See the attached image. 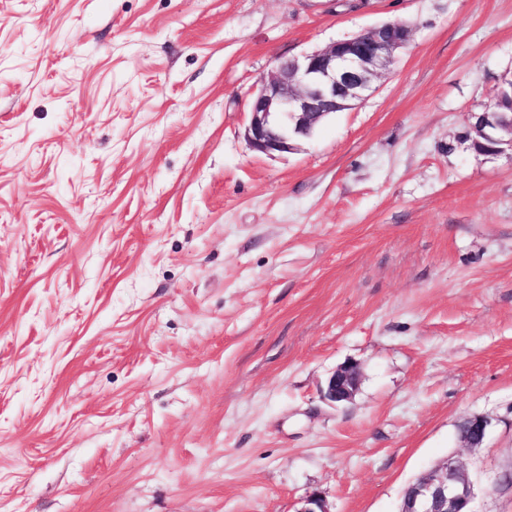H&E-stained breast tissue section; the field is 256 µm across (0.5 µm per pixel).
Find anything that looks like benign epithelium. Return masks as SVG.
<instances>
[{"label": "benign epithelium", "mask_w": 512, "mask_h": 512, "mask_svg": "<svg viewBox=\"0 0 512 512\" xmlns=\"http://www.w3.org/2000/svg\"><path fill=\"white\" fill-rule=\"evenodd\" d=\"M412 36L407 24L386 22L300 56L277 59L271 73L250 92L246 133L250 147L263 153L297 149L298 141L312 138L329 116L363 100L366 92L390 75L399 50ZM471 118L473 135L467 136L471 145L492 142L489 130L503 129L509 135L507 146H492L488 155L512 160V81L500 88L493 108L473 112ZM358 382L356 369L341 365L327 379L323 398L335 404L347 402ZM490 425L482 415L467 418L462 435L465 447H481ZM473 497L468 473L450 455L409 484L400 512H472Z\"/></svg>", "instance_id": "7a95c632"}]
</instances>
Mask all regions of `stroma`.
Segmentation results:
<instances>
[{
	"label": "stroma",
	"instance_id": "35a3bbf8",
	"mask_svg": "<svg viewBox=\"0 0 512 512\" xmlns=\"http://www.w3.org/2000/svg\"><path fill=\"white\" fill-rule=\"evenodd\" d=\"M392 21L249 146L275 58ZM511 79L512 0H0V512H399L451 454L512 512V161L464 139ZM413 30L386 22L300 56L277 58L249 96L246 138L263 153L296 150L332 114L350 109L390 75ZM359 382L358 372L353 366L337 367L327 379L323 389V398L331 403L350 401ZM490 425V419L482 415L467 418V429L461 438L465 447L470 449L481 448L490 429Z\"/></svg>",
	"mask_w": 512,
	"mask_h": 512
}]
</instances>
